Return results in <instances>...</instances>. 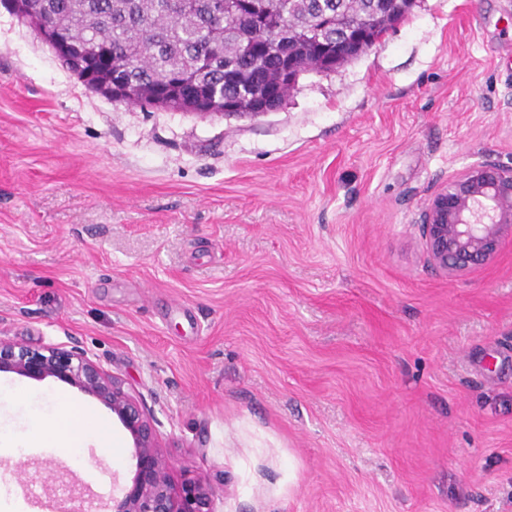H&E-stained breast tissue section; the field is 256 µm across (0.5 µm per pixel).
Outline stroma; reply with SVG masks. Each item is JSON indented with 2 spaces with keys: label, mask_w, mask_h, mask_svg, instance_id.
Returning <instances> with one entry per match:
<instances>
[{
  "label": "stroma",
  "mask_w": 512,
  "mask_h": 512,
  "mask_svg": "<svg viewBox=\"0 0 512 512\" xmlns=\"http://www.w3.org/2000/svg\"><path fill=\"white\" fill-rule=\"evenodd\" d=\"M487 158L512 163V0H416L242 118L112 102L0 7V337L84 349L216 512H512V236L449 277L418 231ZM18 385L0 441L62 393L117 453L0 464V512H71L50 476L111 502L135 466L111 410Z\"/></svg>",
  "instance_id": "1"
}]
</instances>
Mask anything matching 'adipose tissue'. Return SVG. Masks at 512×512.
Instances as JSON below:
<instances>
[{
  "mask_svg": "<svg viewBox=\"0 0 512 512\" xmlns=\"http://www.w3.org/2000/svg\"><path fill=\"white\" fill-rule=\"evenodd\" d=\"M55 403L58 412L51 422L34 421L29 447L62 448L74 453L84 438L89 437L99 447L113 448L112 427L106 420L63 396H56Z\"/></svg>",
  "mask_w": 512,
  "mask_h": 512,
  "instance_id": "obj_1",
  "label": "adipose tissue"
}]
</instances>
